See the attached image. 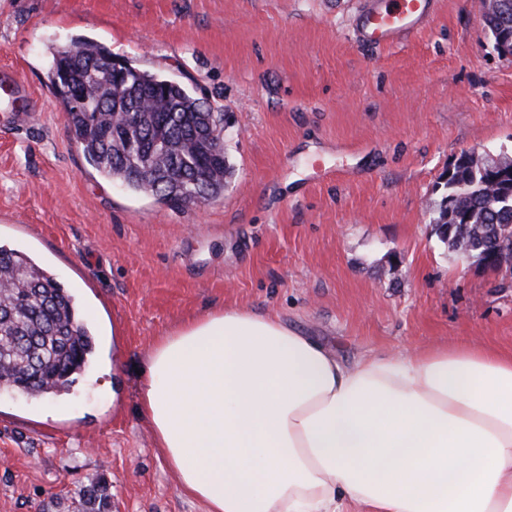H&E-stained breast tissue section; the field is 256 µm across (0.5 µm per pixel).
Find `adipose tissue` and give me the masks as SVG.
Returning a JSON list of instances; mask_svg holds the SVG:
<instances>
[{"mask_svg":"<svg viewBox=\"0 0 512 512\" xmlns=\"http://www.w3.org/2000/svg\"><path fill=\"white\" fill-rule=\"evenodd\" d=\"M141 406L207 512H512V354L488 346L347 363L227 307L156 342Z\"/></svg>","mask_w":512,"mask_h":512,"instance_id":"adipose-tissue-1","label":"adipose tissue"}]
</instances>
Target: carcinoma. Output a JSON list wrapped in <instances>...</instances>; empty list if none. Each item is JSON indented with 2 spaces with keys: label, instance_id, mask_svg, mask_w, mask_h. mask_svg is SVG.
I'll return each mask as SVG.
<instances>
[{
  "label": "carcinoma",
  "instance_id": "obj_1",
  "mask_svg": "<svg viewBox=\"0 0 512 512\" xmlns=\"http://www.w3.org/2000/svg\"><path fill=\"white\" fill-rule=\"evenodd\" d=\"M505 9L485 18V32L493 40L512 34V0ZM112 53L83 40L52 52L50 83L64 109L74 144L105 178L133 191L177 202L187 193V184L198 182L202 201L224 191V176L230 170L224 156V138L210 140V156L197 161L195 133L217 120L211 107L180 84L155 73L126 65L111 70ZM65 65L72 84L82 86L90 97L89 112H76L62 89L60 65ZM137 112L128 125L113 121L116 112ZM152 151L150 167L137 165L136 148ZM509 190L494 183L476 155H461L453 172L442 183L436 205V233L449 247L482 260L484 248L499 225L511 226L512 209L498 201ZM455 225L448 241L443 227ZM9 338L0 349V392L32 397L59 396L70 390L92 353V337L75 298L24 250L0 244V338ZM85 512H101L107 495L97 484L82 490Z\"/></svg>",
  "mask_w": 512,
  "mask_h": 512
}]
</instances>
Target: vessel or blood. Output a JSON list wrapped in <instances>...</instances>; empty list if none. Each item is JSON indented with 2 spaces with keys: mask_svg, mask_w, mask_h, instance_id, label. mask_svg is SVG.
Segmentation results:
<instances>
[{
  "mask_svg": "<svg viewBox=\"0 0 512 512\" xmlns=\"http://www.w3.org/2000/svg\"><path fill=\"white\" fill-rule=\"evenodd\" d=\"M435 0H365L354 25L356 41L392 46L435 17Z\"/></svg>",
  "mask_w": 512,
  "mask_h": 512,
  "instance_id": "obj_1",
  "label": "vessel or blood"
}]
</instances>
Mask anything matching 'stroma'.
<instances>
[{
	"instance_id": "stroma-1",
	"label": "stroma",
	"mask_w": 512,
	"mask_h": 512,
	"mask_svg": "<svg viewBox=\"0 0 512 512\" xmlns=\"http://www.w3.org/2000/svg\"><path fill=\"white\" fill-rule=\"evenodd\" d=\"M363 0H0V239L79 300L97 360L70 393L0 397V512H205L140 409L156 340L223 307L275 314L345 361L472 339L512 352V277L432 224L461 153L512 160V58L486 0H438L401 43L353 37ZM88 39L204 98L223 192L177 208L107 182L68 132L51 48Z\"/></svg>"
}]
</instances>
